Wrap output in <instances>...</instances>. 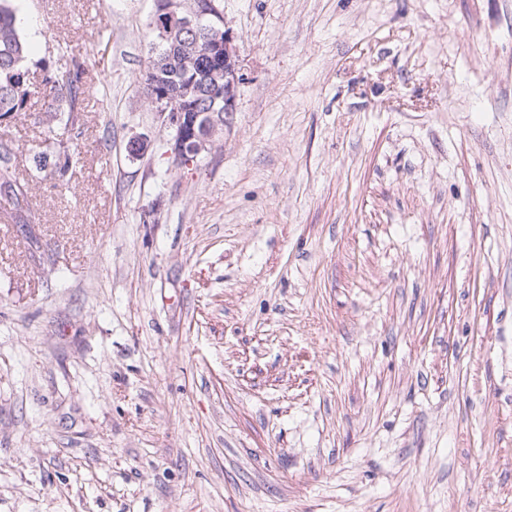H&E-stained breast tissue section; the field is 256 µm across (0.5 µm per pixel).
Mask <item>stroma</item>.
Listing matches in <instances>:
<instances>
[{"label": "stroma", "instance_id": "stroma-1", "mask_svg": "<svg viewBox=\"0 0 512 512\" xmlns=\"http://www.w3.org/2000/svg\"><path fill=\"white\" fill-rule=\"evenodd\" d=\"M13 4L88 91L66 185L41 94L0 124V512H512V0H218L185 167L156 0ZM183 2L185 1H157V13L151 26L156 33L160 32L159 40H166L173 26L179 27L183 32L194 33L197 20L204 15H211L220 24L208 17L198 22V32L192 35L193 40L198 43L196 53L187 54L182 51L180 45L188 36L183 34L179 37V31L170 41H158L161 45H156L158 50L153 52L146 71L145 82L149 93L163 92L170 97L179 98L182 91L190 85L198 90L197 94L190 87L188 94L181 100H168L167 103L166 97L157 100L155 96L145 93L146 99L155 107L156 112L168 114L169 124L175 131L174 152L180 160L190 156L196 158L212 142L215 135L223 130L224 125L229 123L232 112L236 110L237 91L241 81L235 39L216 5L217 0H194L189 9L184 8ZM161 14L163 15L160 16ZM218 31L223 32V40L218 36L211 43ZM208 46L212 55L224 60V66L215 57L205 54ZM192 92V96L197 95L200 98L198 112L196 109L194 112L185 109V101ZM215 99L216 107L220 104L222 107L224 99L222 111L206 112ZM0 189L7 190L11 199L14 218L28 223L26 206L28 205V187L18 180L16 176V153L6 142L0 144Z\"/></svg>", "mask_w": 512, "mask_h": 512}]
</instances>
